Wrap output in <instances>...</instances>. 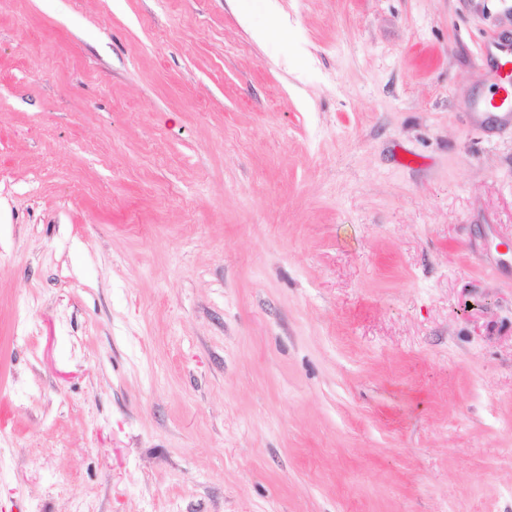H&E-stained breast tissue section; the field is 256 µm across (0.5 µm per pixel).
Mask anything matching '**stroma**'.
I'll use <instances>...</instances> for the list:
<instances>
[{"label":"stroma","mask_w":512,"mask_h":512,"mask_svg":"<svg viewBox=\"0 0 512 512\" xmlns=\"http://www.w3.org/2000/svg\"><path fill=\"white\" fill-rule=\"evenodd\" d=\"M277 5L0 0V512H512V0ZM497 98H492L487 106L512 112V52L500 61L495 72Z\"/></svg>","instance_id":"1"}]
</instances>
